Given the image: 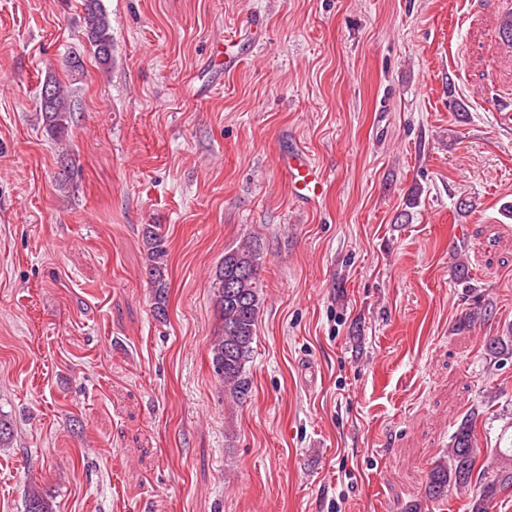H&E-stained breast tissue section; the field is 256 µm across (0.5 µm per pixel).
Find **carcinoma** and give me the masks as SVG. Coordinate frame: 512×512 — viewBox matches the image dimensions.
<instances>
[{
    "label": "carcinoma",
    "instance_id": "1",
    "mask_svg": "<svg viewBox=\"0 0 512 512\" xmlns=\"http://www.w3.org/2000/svg\"><path fill=\"white\" fill-rule=\"evenodd\" d=\"M85 34L94 56L107 65L112 62V32L101 0H82ZM40 110L46 134L63 142L74 123L70 92L56 80L44 83L40 95ZM148 264L146 277L151 285L152 312L156 320L167 318V249L165 239L155 230L145 233ZM261 254L246 242L224 254V262L216 273L214 303L222 320L221 334L210 351L211 366L224 388L235 400L246 398L249 381L248 363L253 358V343L260 312L263 284L259 276ZM464 287L473 294V307L457 324V329L469 328L486 321L494 313L493 304L469 280ZM485 354L496 362L512 356V346L493 337L485 345ZM482 412L469 409L456 419L448 459L438 461L429 473L424 497L431 502L442 501L451 489L469 494V512H492L494 500L512 490V447L497 448L485 460H480L477 448L476 424ZM25 512H54L48 498L38 490L28 491Z\"/></svg>",
    "mask_w": 512,
    "mask_h": 512
}]
</instances>
